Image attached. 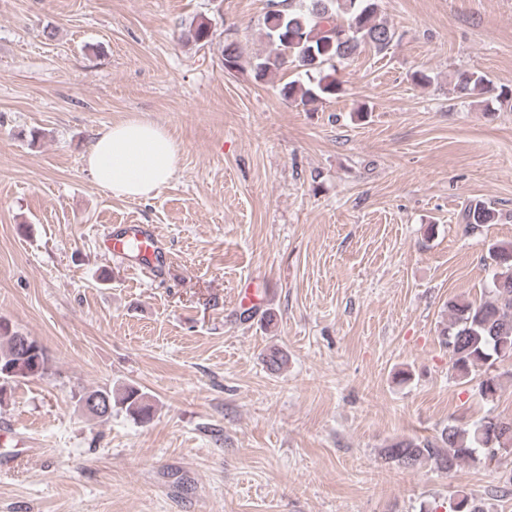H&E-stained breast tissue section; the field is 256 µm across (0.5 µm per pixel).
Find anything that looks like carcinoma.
I'll use <instances>...</instances> for the list:
<instances>
[{
  "instance_id": "1",
  "label": "carcinoma",
  "mask_w": 512,
  "mask_h": 512,
  "mask_svg": "<svg viewBox=\"0 0 512 512\" xmlns=\"http://www.w3.org/2000/svg\"><path fill=\"white\" fill-rule=\"evenodd\" d=\"M260 26L268 50L249 57L240 43L226 41L222 47L224 69L248 67L256 80L269 82L292 67L305 80L284 84L281 94L304 107L337 94L339 84L329 74L336 70V64L350 59L365 45L381 52L396 37L394 28L380 18L378 0H266ZM210 27L205 19L192 22L186 36L195 43L207 44ZM490 90L491 80L478 70L460 73L455 84V92L461 97ZM499 216L495 208L477 201L460 212L459 222L474 232L497 223ZM489 259L496 267L489 298L478 303L466 298L448 301L449 318L439 330L441 343L451 355L452 367L462 379L468 378L475 367H491L498 360L512 359V242L491 244ZM263 361L275 373L287 358L282 350L272 348ZM47 370L48 357L41 343L1 316L0 392L11 383L41 377ZM478 389L484 399H494L500 389V376L487 374ZM97 396L106 407L90 414L94 419L108 420L116 406L141 421L150 419L152 404L134 385L119 392L110 387L89 390L78 396L77 403L82 407L85 398ZM510 448L512 419L485 417L469 427L446 425L438 442L419 438L397 440L381 449L380 455L385 463L399 468L414 469L432 461L437 469L450 473L467 461H495L498 451L506 454ZM450 512L491 510L488 503L473 494L456 490L450 496Z\"/></svg>"
}]
</instances>
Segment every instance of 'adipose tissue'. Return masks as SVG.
Instances as JSON below:
<instances>
[{"label": "adipose tissue", "instance_id": "obj_1", "mask_svg": "<svg viewBox=\"0 0 512 512\" xmlns=\"http://www.w3.org/2000/svg\"><path fill=\"white\" fill-rule=\"evenodd\" d=\"M180 148L159 124L131 119L98 133L85 162L94 183L113 196L148 198L177 170Z\"/></svg>", "mask_w": 512, "mask_h": 512}]
</instances>
